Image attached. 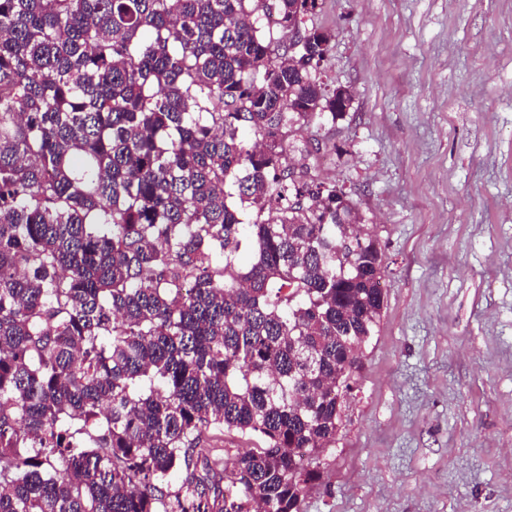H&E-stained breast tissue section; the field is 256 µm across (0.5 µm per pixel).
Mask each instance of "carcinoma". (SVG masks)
Segmentation results:
<instances>
[{
	"instance_id": "carcinoma-1",
	"label": "carcinoma",
	"mask_w": 512,
	"mask_h": 512,
	"mask_svg": "<svg viewBox=\"0 0 512 512\" xmlns=\"http://www.w3.org/2000/svg\"><path fill=\"white\" fill-rule=\"evenodd\" d=\"M317 2L0 0V512H301L321 480L384 294L293 137L338 115L329 50H290ZM202 441L206 446L224 445V447L219 448H226V451L230 456L242 454L255 446V441L240 436H226L224 437L223 443L222 438L215 435L211 429L204 431L202 434Z\"/></svg>"
}]
</instances>
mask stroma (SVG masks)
<instances>
[{
  "label": "stroma",
  "mask_w": 512,
  "mask_h": 512,
  "mask_svg": "<svg viewBox=\"0 0 512 512\" xmlns=\"http://www.w3.org/2000/svg\"><path fill=\"white\" fill-rule=\"evenodd\" d=\"M301 136L382 249L359 350L302 512H512V0H318Z\"/></svg>",
  "instance_id": "1"
}]
</instances>
